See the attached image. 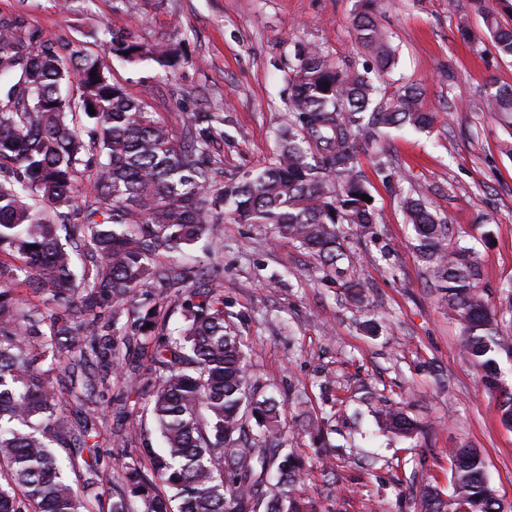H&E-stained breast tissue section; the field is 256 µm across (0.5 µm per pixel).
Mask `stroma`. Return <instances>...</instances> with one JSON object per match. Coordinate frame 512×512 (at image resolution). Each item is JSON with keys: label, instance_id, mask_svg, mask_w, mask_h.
<instances>
[{"label": "stroma", "instance_id": "obj_1", "mask_svg": "<svg viewBox=\"0 0 512 512\" xmlns=\"http://www.w3.org/2000/svg\"><path fill=\"white\" fill-rule=\"evenodd\" d=\"M24 6L31 25L79 43L98 56L114 81L144 102L175 135L192 113H221V136L210 145L225 179L266 165L275 133L288 121L284 76L298 46L315 45L340 66H368L353 19L360 0H91L88 10L63 11L59 0H0V13ZM374 15L395 57L388 73L370 74L388 96L422 88L434 112L431 132L388 130L380 138L392 156L398 185L378 179L370 151L360 169L378 222L351 238L346 278L318 257L274 240L262 224L232 220L174 264L208 274L239 317L261 393L285 406L288 446L303 462L299 488L310 512H417L413 485L425 481L450 492L448 451L478 449L504 512H512V426L504 425L494 393L460 350L461 325L428 282L411 245L399 188L412 187L453 224L482 266L480 287L491 307L505 308L512 282V126L484 108L490 91L512 85V60L499 57L472 0H375ZM181 46L186 59L168 72L151 62L112 55L105 28ZM390 259H383L382 250ZM367 286L368 308L354 307L344 279ZM375 319L377 333L361 323ZM154 336H138L102 362L94 402L70 400V419H89L105 433L98 487L110 502L126 466L139 462L142 441L160 447L144 393L133 378L151 365ZM399 404L430 428L426 444L377 436L363 399ZM327 415L326 445L313 447L299 414ZM139 418L141 438L116 436L124 417ZM330 459L332 474L321 468Z\"/></svg>", "mask_w": 512, "mask_h": 512}]
</instances>
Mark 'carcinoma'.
Instances as JSON below:
<instances>
[{
  "instance_id": "cac0c4a2",
  "label": "carcinoma",
  "mask_w": 512,
  "mask_h": 512,
  "mask_svg": "<svg viewBox=\"0 0 512 512\" xmlns=\"http://www.w3.org/2000/svg\"><path fill=\"white\" fill-rule=\"evenodd\" d=\"M473 4L498 54L512 58V27L499 23L488 0ZM354 30L386 71L393 56L373 15H356ZM107 33L112 54L127 51L130 63L180 64L174 47ZM285 82L289 122L274 156L226 183L207 153L219 113H194L178 140L81 45L30 26L20 8L0 16V254L20 260H0V512H100V498L86 493L97 485L96 428L64 415L53 369L38 361L67 359L76 399L94 397L90 363L112 358L124 329L151 334L162 301L154 289L186 280L159 257L194 245L228 214L271 225L277 238L344 275L345 230L364 236L377 223L372 203L361 199L370 190L358 170L360 145L386 129L424 132L435 117L419 87L389 100L365 74L316 47L296 51ZM486 107L512 125V85L489 93ZM374 167L382 183L396 180L381 150ZM399 204L419 261L462 324L465 356L511 426L512 385L500 357L512 358V336L479 288L478 260L417 190ZM75 254L87 257L79 275ZM17 284L64 304L63 313L22 310ZM181 307L178 337L157 342L146 380L165 448H142L148 469L126 468L108 512H133L136 498L144 512H303L296 494L303 466L286 446L282 407L257 392L222 290L198 275ZM105 311L104 331L77 332ZM378 419L384 436H428L396 404L382 405ZM448 456L453 494L424 485L415 491L421 512H501L480 452L462 447ZM157 482L169 493H154Z\"/></svg>"
}]
</instances>
